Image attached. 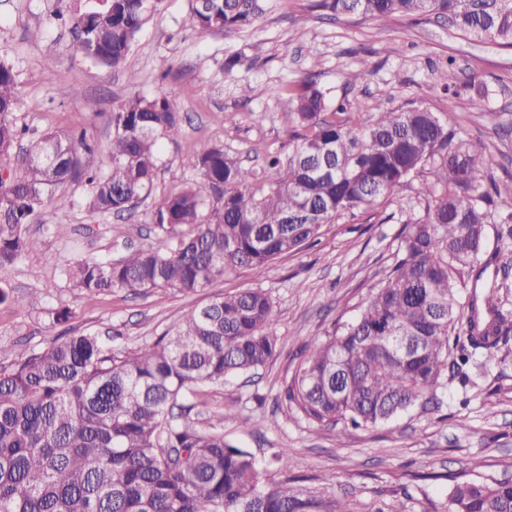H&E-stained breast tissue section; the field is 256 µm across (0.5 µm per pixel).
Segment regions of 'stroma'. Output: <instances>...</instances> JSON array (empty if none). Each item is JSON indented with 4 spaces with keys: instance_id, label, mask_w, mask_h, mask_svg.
<instances>
[{
    "instance_id": "obj_1",
    "label": "stroma",
    "mask_w": 512,
    "mask_h": 512,
    "mask_svg": "<svg viewBox=\"0 0 512 512\" xmlns=\"http://www.w3.org/2000/svg\"><path fill=\"white\" fill-rule=\"evenodd\" d=\"M310 3L267 0L252 26L201 34L188 25L191 0H156L122 67L103 71L82 59L57 18L83 9L86 0H0V58L16 74L18 125L86 130L96 148L83 162L97 168L106 163L112 110L130 90L166 94L183 112L181 136L163 144L152 199L131 214L89 212L87 189L78 182L62 187L68 208L41 205L39 223L29 227L39 249L0 269V284L25 299L18 307L0 305V368L11 367L16 352L30 354L55 337L90 331L111 333L113 349L130 352L214 297L261 288L278 311V355L253 377L201 387L194 409L199 425L221 429L226 441L248 448L269 481L279 477L271 456L283 452L322 486L368 506L404 492L441 504L445 473L477 482L512 477V341L488 360L486 373L472 375L465 386L449 383L440 408L415 409L375 428L312 425L284 399L308 342L357 316L392 267L404 222L425 213L421 187L432 181L430 172L397 188L382 206L323 225L315 247L280 256L259 273L237 269L192 295L115 288L89 296L68 275L78 256L118 260L163 246L156 201L195 179L196 157L209 147L223 146L265 179L266 153L287 147L291 134L277 91L307 76L329 101L346 99V116L355 123L374 121L386 108L449 113L455 128L489 156L495 177L512 175V134L501 130L512 123V48L470 41L432 16L334 19ZM36 29L42 37L35 41L29 33ZM48 42L57 43L56 54H46ZM235 54L244 56L243 65L225 73V60ZM451 60L487 85L482 107L444 91L439 71ZM358 71L363 79L349 85ZM88 99L95 111L86 109ZM61 305L73 315L56 325L51 311Z\"/></svg>"
}]
</instances>
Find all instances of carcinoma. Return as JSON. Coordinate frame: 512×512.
<instances>
[{
    "label": "carcinoma",
    "instance_id": "cac0c4a2",
    "mask_svg": "<svg viewBox=\"0 0 512 512\" xmlns=\"http://www.w3.org/2000/svg\"><path fill=\"white\" fill-rule=\"evenodd\" d=\"M314 10L385 19L435 16L467 37L512 48V0H314ZM264 0H192L190 27L231 33L252 25ZM153 15L152 0H91L67 18L80 56L119 67ZM447 91L482 106L489 90L449 61ZM287 94L294 129L288 152L268 154L267 186L222 146L196 158L200 177L161 200L156 227L174 248L139 249L117 263L77 261L69 275L87 295L112 288L193 294L239 267L260 271L313 245L325 224L372 209L430 167L425 217L404 224L397 260L358 316L312 342L284 393L304 420L376 427L419 407H437L448 378L465 386L470 366L512 336V265L489 251L512 239V176L496 180L490 159L457 134L450 117L426 109L389 110L369 125L343 118L304 80ZM13 66L0 60V161L23 171L0 178V268L35 251L26 226L42 197L83 179L87 207L124 211L153 190L162 141L181 130L178 103L127 96L111 116L109 163L83 166L94 151L85 131H46L14 152L25 134ZM217 200L210 207L211 199ZM191 231L179 234L182 227ZM470 296H463L465 288ZM278 314L261 288L217 297L186 313L177 328L131 352L87 332L20 354L0 370V512H360L346 495L294 474L299 461L274 455L282 479L263 480L250 451L201 430L191 418L202 385L255 372L276 355ZM448 512H512V479L448 476ZM370 512H438L406 493Z\"/></svg>",
    "mask_w": 512,
    "mask_h": 512
}]
</instances>
